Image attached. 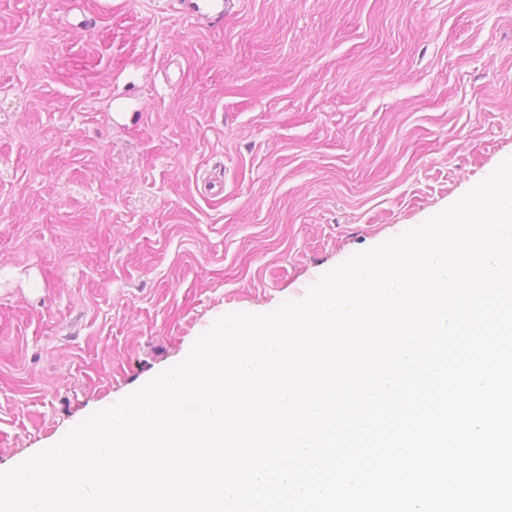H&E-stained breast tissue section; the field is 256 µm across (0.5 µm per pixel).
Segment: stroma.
<instances>
[{"label": "stroma", "mask_w": 512, "mask_h": 512, "mask_svg": "<svg viewBox=\"0 0 512 512\" xmlns=\"http://www.w3.org/2000/svg\"><path fill=\"white\" fill-rule=\"evenodd\" d=\"M512 157V0H0V471ZM178 14L215 25L224 21L234 0H170Z\"/></svg>", "instance_id": "1"}]
</instances>
